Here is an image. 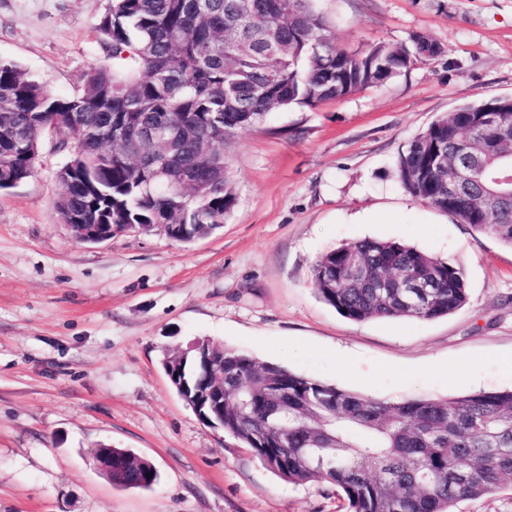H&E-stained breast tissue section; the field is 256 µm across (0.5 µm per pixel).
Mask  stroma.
Segmentation results:
<instances>
[{
    "instance_id": "obj_1",
    "label": "stroma",
    "mask_w": 512,
    "mask_h": 512,
    "mask_svg": "<svg viewBox=\"0 0 512 512\" xmlns=\"http://www.w3.org/2000/svg\"><path fill=\"white\" fill-rule=\"evenodd\" d=\"M111 0H0V58L58 96L110 64ZM350 51L414 35L441 54L365 91L274 113L226 152L237 204L207 237L82 243L60 224L48 136L35 173L0 190V512H345L334 486L278 477L203 424L161 361L208 339L386 400L512 389V246L400 185L395 160L463 104L512 97V0H313ZM461 266L466 304L430 321L356 322L320 299L315 260L362 239ZM149 459L114 487L97 444Z\"/></svg>"
}]
</instances>
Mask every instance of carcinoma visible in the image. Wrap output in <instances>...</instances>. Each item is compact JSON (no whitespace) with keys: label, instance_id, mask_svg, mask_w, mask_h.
Masks as SVG:
<instances>
[{"label":"carcinoma","instance_id":"carcinoma-1","mask_svg":"<svg viewBox=\"0 0 512 512\" xmlns=\"http://www.w3.org/2000/svg\"><path fill=\"white\" fill-rule=\"evenodd\" d=\"M241 29L229 44L225 31ZM112 66L95 65L81 93L60 97L17 63L0 59V187L31 177L50 128L66 131L57 149L65 186L55 207L70 224H194L215 230L237 203L224 147L239 132L293 105L315 107L353 95L433 60L431 40L379 42L356 56L336 44L311 0H111L99 24ZM485 103L464 104L430 124L399 152L395 170L411 196L512 245V204L487 211L480 197L448 203L453 157L466 135L487 179L512 170V111L493 126L465 128ZM129 129L114 143L112 116ZM162 125V138L140 141V128ZM168 161L137 172L122 159ZM433 282L411 304L389 279L400 272ZM318 296L344 317L432 320L468 299L463 269L399 242L364 239L317 258ZM224 359V402L202 403L199 419H224L236 439L280 478L327 482L347 512H454L460 501L495 494L512 480V390L446 399L376 400L213 342ZM173 388L196 399L199 363L190 352L163 361ZM112 455V485L151 487L157 470L125 448L100 443L94 463Z\"/></svg>","mask_w":512,"mask_h":512}]
</instances>
